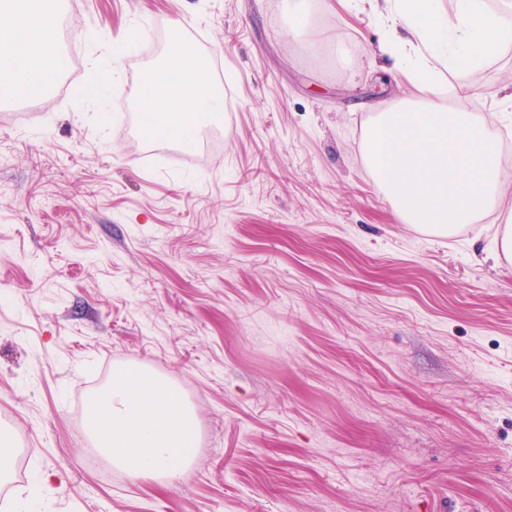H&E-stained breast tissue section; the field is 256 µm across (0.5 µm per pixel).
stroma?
I'll return each instance as SVG.
<instances>
[{
	"label": "stroma",
	"mask_w": 512,
	"mask_h": 512,
	"mask_svg": "<svg viewBox=\"0 0 512 512\" xmlns=\"http://www.w3.org/2000/svg\"><path fill=\"white\" fill-rule=\"evenodd\" d=\"M61 16L56 80L0 101V512L38 479L40 512H512V264L493 258L512 186L449 233L401 220L363 153L374 104L403 93L383 22L336 0ZM176 34L218 60L224 111L157 154L126 88ZM510 83L512 46L440 93L506 147ZM117 365L181 389L184 473L133 478L94 449L87 404Z\"/></svg>",
	"instance_id": "35a3bbf8"
}]
</instances>
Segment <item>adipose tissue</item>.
Wrapping results in <instances>:
<instances>
[{"mask_svg":"<svg viewBox=\"0 0 512 512\" xmlns=\"http://www.w3.org/2000/svg\"><path fill=\"white\" fill-rule=\"evenodd\" d=\"M392 34L381 52L415 91L412 101L377 113L364 140L379 188L409 224L454 228L497 212L512 172L502 166L485 121L442 101L445 73L482 66L512 45V0H383ZM60 0L0 4V99L57 77ZM167 63L143 82L138 108L146 132L185 138L223 112L224 99L207 62L179 40ZM90 428L98 449L135 477L170 479L186 469L197 446L193 410L166 379L134 367L112 372L94 401Z\"/></svg>","mask_w":512,"mask_h":512,"instance_id":"1","label":"adipose tissue"}]
</instances>
